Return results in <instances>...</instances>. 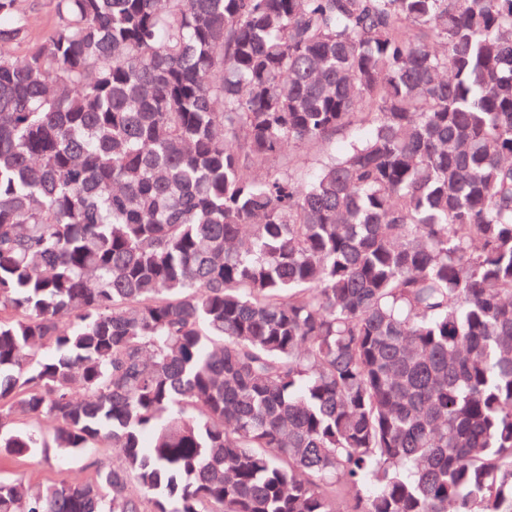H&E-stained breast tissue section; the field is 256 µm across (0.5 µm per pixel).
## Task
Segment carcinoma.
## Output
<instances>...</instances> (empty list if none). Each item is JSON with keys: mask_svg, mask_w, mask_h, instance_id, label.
Instances as JSON below:
<instances>
[{"mask_svg": "<svg viewBox=\"0 0 512 512\" xmlns=\"http://www.w3.org/2000/svg\"><path fill=\"white\" fill-rule=\"evenodd\" d=\"M20 2L0 512H512V0ZM21 4L27 10L34 13L36 19L31 29V39L28 44H24L16 49V56L23 57L28 51V47L38 43L45 32L54 22L53 0H22ZM48 458L41 455L31 459H17L0 454V479L21 478L30 487L46 485L64 479L84 483L95 477L100 465H112L113 454L109 448H89L83 453L62 457L54 448L48 449Z\"/></svg>", "mask_w": 512, "mask_h": 512, "instance_id": "cac0c4a2", "label": "carcinoma"}]
</instances>
